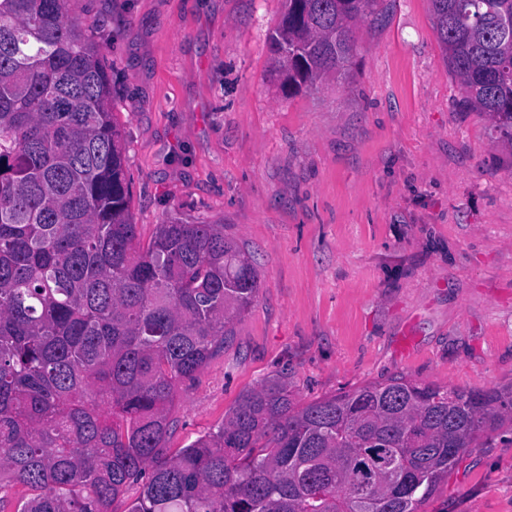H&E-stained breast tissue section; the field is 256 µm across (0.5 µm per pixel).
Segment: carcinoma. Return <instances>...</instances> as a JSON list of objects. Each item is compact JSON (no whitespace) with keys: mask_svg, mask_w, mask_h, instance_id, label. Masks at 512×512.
Masks as SVG:
<instances>
[{"mask_svg":"<svg viewBox=\"0 0 512 512\" xmlns=\"http://www.w3.org/2000/svg\"><path fill=\"white\" fill-rule=\"evenodd\" d=\"M380 0H286L271 50L291 93L356 51ZM465 108L512 142V0H430ZM111 76L66 0H0V483L17 512H419L512 426V384L395 376L298 405L282 377L216 431L168 442L183 383L224 350L259 288L224 225L129 208Z\"/></svg>","mask_w":512,"mask_h":512,"instance_id":"1","label":"carcinoma"}]
</instances>
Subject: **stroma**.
I'll use <instances>...</instances> for the list:
<instances>
[{
	"mask_svg": "<svg viewBox=\"0 0 512 512\" xmlns=\"http://www.w3.org/2000/svg\"><path fill=\"white\" fill-rule=\"evenodd\" d=\"M94 26L142 238L224 227L257 297L184 383L170 448L284 376L297 403L394 375L512 383V145L459 105L429 0L357 23L349 79L284 91L285 0H68ZM421 512H512V429L449 470Z\"/></svg>",
	"mask_w": 512,
	"mask_h": 512,
	"instance_id": "35a3bbf8",
	"label": "stroma"
}]
</instances>
